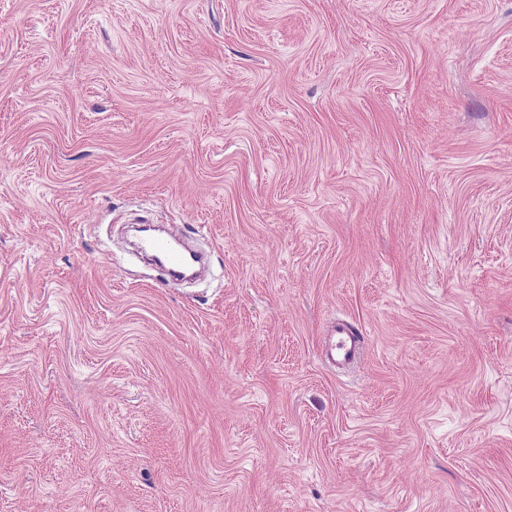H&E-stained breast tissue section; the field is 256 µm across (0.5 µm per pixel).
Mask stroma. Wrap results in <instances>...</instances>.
<instances>
[{"label": "stroma", "instance_id": "obj_1", "mask_svg": "<svg viewBox=\"0 0 512 512\" xmlns=\"http://www.w3.org/2000/svg\"><path fill=\"white\" fill-rule=\"evenodd\" d=\"M0 512H512V0H0ZM141 247L145 251L152 252L154 254H166L168 257V264L172 268H180L185 262V257H187V255L182 250L174 246L170 241L162 238L154 237L147 240H142ZM365 347V338L353 322L336 319L323 337L320 355L329 366L345 371L362 363Z\"/></svg>", "mask_w": 512, "mask_h": 512}]
</instances>
